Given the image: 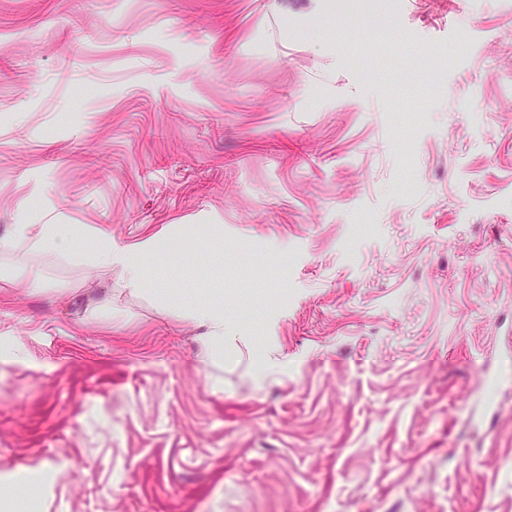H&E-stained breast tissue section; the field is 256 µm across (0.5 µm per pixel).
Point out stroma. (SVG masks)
Here are the masks:
<instances>
[{"instance_id":"1","label":"stroma","mask_w":512,"mask_h":512,"mask_svg":"<svg viewBox=\"0 0 512 512\" xmlns=\"http://www.w3.org/2000/svg\"><path fill=\"white\" fill-rule=\"evenodd\" d=\"M17 224L196 250L0 291V512H512V0H0ZM190 315L201 326L206 327L205 336H200L202 357L210 366L224 365V307L221 304L200 305Z\"/></svg>"}]
</instances>
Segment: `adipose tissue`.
Here are the masks:
<instances>
[{
  "label": "adipose tissue",
  "mask_w": 512,
  "mask_h": 512,
  "mask_svg": "<svg viewBox=\"0 0 512 512\" xmlns=\"http://www.w3.org/2000/svg\"><path fill=\"white\" fill-rule=\"evenodd\" d=\"M171 239L152 236L135 245H122L112 239L111 232L94 230L87 239L83 257L94 267L110 271L119 268L123 285L131 290L143 289V267L145 261L165 250ZM72 249V229L66 224H17L11 236L0 239V251L14 253L15 264L27 270V287H36L39 276L28 271L27 251H41L53 255H69ZM201 326L206 327L200 339L202 357L206 364L219 366L224 362V307L220 304L200 305L191 313Z\"/></svg>",
  "instance_id": "obj_1"
}]
</instances>
